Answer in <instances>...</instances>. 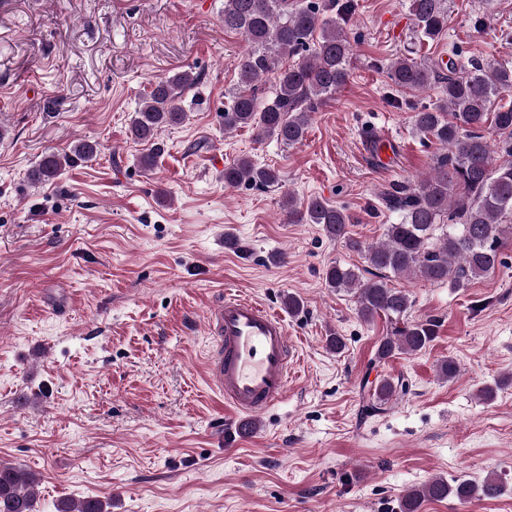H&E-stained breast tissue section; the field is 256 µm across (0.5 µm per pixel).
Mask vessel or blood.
Segmentation results:
<instances>
[{"mask_svg": "<svg viewBox=\"0 0 512 512\" xmlns=\"http://www.w3.org/2000/svg\"><path fill=\"white\" fill-rule=\"evenodd\" d=\"M206 330L212 339L208 381L238 417L246 437L255 417L288 392L295 351L280 313L243 296H227L211 308Z\"/></svg>", "mask_w": 512, "mask_h": 512, "instance_id": "1", "label": "vessel or blood"}]
</instances>
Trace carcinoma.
I'll return each mask as SVG.
<instances>
[{"mask_svg":"<svg viewBox=\"0 0 512 512\" xmlns=\"http://www.w3.org/2000/svg\"><path fill=\"white\" fill-rule=\"evenodd\" d=\"M356 6V0H224V29L240 33L249 44L238 63L231 104L224 109V129L250 127L258 138L287 146L302 141L310 113L349 81L351 42L346 25ZM410 8L419 38L434 41L448 29L447 0H411ZM386 74L404 90L440 84L439 103L421 107L412 119L416 132L440 144L444 153L437 156L433 175L412 188L385 194L386 204L401 219L387 225L384 242L366 249L378 279L364 281L340 264L325 273L328 287L354 291L364 321L383 316L394 324L377 344L379 360L420 352L438 333L434 318L408 320L410 296L403 288L388 286L387 275H414L463 288L502 264L507 237L503 222L512 217V102L497 103L512 91V69L478 62L462 67L453 58L433 67L402 56L387 65ZM270 77L276 83L275 94L259 96V86ZM197 81L194 72L181 70L157 82L131 117L130 140L150 145L139 157L141 168L156 167L164 150L159 134L183 123L182 97ZM98 153L99 144L86 140L64 153L50 151L29 171L28 180L34 186L51 183ZM279 181L277 171L247 157L224 167V184L230 187H269ZM286 217L290 224H320L329 238L362 249L359 241L347 237L351 215L321 197L300 204L288 197ZM444 217L449 221L446 229L440 224ZM407 389L402 378L381 380L368 392L361 416L380 412L392 396ZM39 481L30 470L0 462V512H33ZM502 491L503 484L495 477L480 483L436 477L407 494L402 512H419L426 500L494 499ZM57 512L106 508L99 498L63 499Z\"/></svg>","mask_w":512,"mask_h":512,"instance_id":"1","label":"carcinoma"}]
</instances>
